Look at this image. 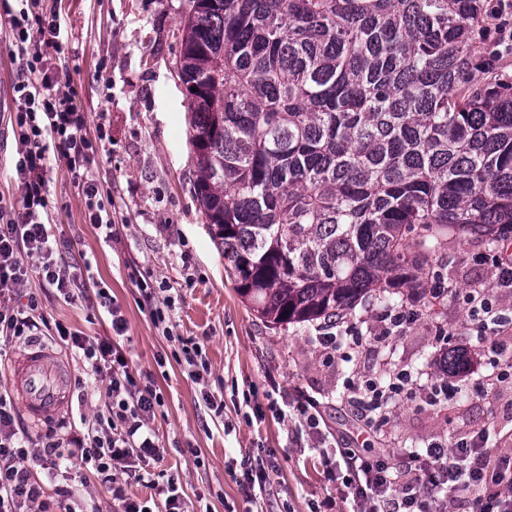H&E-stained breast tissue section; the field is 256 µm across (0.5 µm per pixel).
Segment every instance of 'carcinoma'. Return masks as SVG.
Instances as JSON below:
<instances>
[{"label": "carcinoma", "instance_id": "obj_1", "mask_svg": "<svg viewBox=\"0 0 512 512\" xmlns=\"http://www.w3.org/2000/svg\"><path fill=\"white\" fill-rule=\"evenodd\" d=\"M485 11L194 0L177 62L193 193L261 321L407 301L450 227L492 249L512 236V76L473 74Z\"/></svg>", "mask_w": 512, "mask_h": 512}]
</instances>
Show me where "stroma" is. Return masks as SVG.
Wrapping results in <instances>:
<instances>
[{"label": "stroma", "instance_id": "obj_1", "mask_svg": "<svg viewBox=\"0 0 512 512\" xmlns=\"http://www.w3.org/2000/svg\"><path fill=\"white\" fill-rule=\"evenodd\" d=\"M44 6L59 7L64 43L62 51L48 50L47 64L77 88L89 132H106L92 172L112 195L118 236L103 241L88 223L85 198L61 157L51 159L46 176L51 231L70 241V262L88 264L93 287L105 289L120 306L127 331L119 343L163 394L153 427L164 459L142 463V472L175 478L188 512H349L350 503L338 497L325 473V456L336 452L335 434L371 453L418 448L433 438L448 442L482 428L491 442L512 446V419L505 411L512 386L481 389L492 358L464 325L468 292L492 282L489 267L476 260L486 250L484 242L449 233L439 259L453 294L417 301L420 320L384 346L376 336L386 304L357 306L361 350L347 361H324L317 342L323 324L274 328L242 300L193 194L195 155L176 68L190 0H44ZM143 279L171 297L174 340L156 328L139 289ZM43 315L92 339L112 334L110 317L93 296L46 294ZM441 326L454 334L440 342ZM182 339L202 348L208 364L202 382L172 356ZM33 341L65 362L69 375L60 416L30 423V430L37 434L62 420L73 433L85 432L107 384L90 382L83 359L48 331L0 348V387L14 390L12 366ZM451 351L467 359L456 375L444 363ZM405 366L423 368L429 384L445 381L460 392L445 407L395 395L389 423L377 431L364 428L340 399L347 378L385 377ZM205 390L223 402V416L207 409ZM303 396L319 403L331 434L323 447H314L307 430L286 417L289 403ZM256 457L276 466L261 490L249 489L242 477L243 462ZM67 484L76 488L86 512H112L111 495L96 483L92 469L69 464L45 482L50 512H61L55 488Z\"/></svg>", "mask_w": 512, "mask_h": 512}]
</instances>
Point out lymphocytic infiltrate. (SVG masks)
I'll use <instances>...</instances> for the list:
<instances>
[{"instance_id": "f902f5d3", "label": "lymphocytic infiltrate", "mask_w": 512, "mask_h": 512, "mask_svg": "<svg viewBox=\"0 0 512 512\" xmlns=\"http://www.w3.org/2000/svg\"><path fill=\"white\" fill-rule=\"evenodd\" d=\"M42 0H0V15L8 16L14 54L20 61L13 90L15 110L8 120L19 145L13 165L23 191L20 206L0 204V341L37 329L38 293H29L26 309L5 304V294L24 286L23 260L37 258L39 285L69 295L77 276L66 259L67 243L49 229L46 172L50 153L66 159L74 181L87 199L88 217L113 237L112 202L90 172L94 144L74 103L75 89L59 91L63 78L49 73L44 48H59L61 26L56 14L44 12ZM493 35L485 68H500L512 56V0H491L488 14ZM39 31L42 44L32 41ZM469 328L502 355L494 385L512 381L507 346L496 337L506 322L486 292L469 298ZM59 338L81 352L90 377L108 381L104 412L86 434L61 438L50 428L32 439L24 428L9 392L0 391V512H45L43 474L72 457L92 467L97 479L118 504L117 512H145L146 507L124 492L123 480L136 461L160 460L152 423L163 395L150 378L134 370L120 344L92 340L57 325ZM418 386L411 371L378 379L347 381L343 400L359 421L370 428L385 426L393 394ZM336 471L345 473L340 490L357 512H512V448L489 443L485 430H470L452 445L439 441L426 448L369 455L342 448Z\"/></svg>"}]
</instances>
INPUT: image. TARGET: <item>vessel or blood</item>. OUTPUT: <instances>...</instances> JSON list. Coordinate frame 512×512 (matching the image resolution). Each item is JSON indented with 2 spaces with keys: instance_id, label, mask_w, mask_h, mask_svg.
I'll use <instances>...</instances> for the list:
<instances>
[{
  "instance_id": "b4317fda",
  "label": "vessel or blood",
  "mask_w": 512,
  "mask_h": 512,
  "mask_svg": "<svg viewBox=\"0 0 512 512\" xmlns=\"http://www.w3.org/2000/svg\"><path fill=\"white\" fill-rule=\"evenodd\" d=\"M13 378L30 416L45 418L63 409L67 370L45 350L33 347L23 353L14 364Z\"/></svg>"
}]
</instances>
